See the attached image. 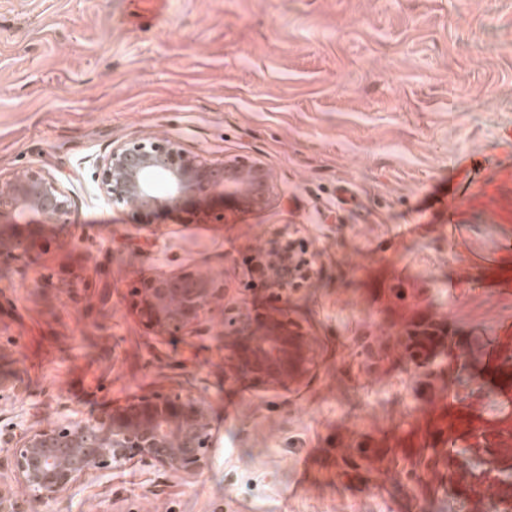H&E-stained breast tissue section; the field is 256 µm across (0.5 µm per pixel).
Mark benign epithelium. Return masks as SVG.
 <instances>
[{"label":"benign epithelium","instance_id":"7a95c632","mask_svg":"<svg viewBox=\"0 0 512 512\" xmlns=\"http://www.w3.org/2000/svg\"><path fill=\"white\" fill-rule=\"evenodd\" d=\"M93 176L107 200L136 216L182 212L205 222L232 202L252 209L265 205L272 172L259 160L236 156L213 162L190 153L163 135L112 143L93 163ZM73 200L62 180L43 169L0 175V218L22 215L38 222L0 221V263L35 260L50 249L47 224L68 221ZM258 273L288 291V259L274 248L261 249ZM132 306L171 335L193 333L205 315L224 300V282L211 273L150 279L130 291ZM222 336L243 374L257 381L284 383L305 371L303 341L279 321L267 322L235 307L224 309ZM20 447L0 456V470H12L27 497L0 490V512H26L27 499L51 500L81 483L92 469L122 470L138 462L187 478L198 476L210 447L211 423L200 402L181 395L152 394L112 407L105 416L79 425L25 431Z\"/></svg>","mask_w":512,"mask_h":512}]
</instances>
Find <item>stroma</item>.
I'll return each mask as SVG.
<instances>
[{
    "mask_svg": "<svg viewBox=\"0 0 512 512\" xmlns=\"http://www.w3.org/2000/svg\"><path fill=\"white\" fill-rule=\"evenodd\" d=\"M129 3L0 0V173L44 169L74 200L68 223L46 229L48 254L0 264V449L19 446L20 420L37 430L178 394L209 413L208 464L189 480L94 470L30 512H373L370 488L392 512H439L429 472L465 457L434 455L432 423L371 404L360 381L395 380L409 330L447 310L449 281L485 284L478 319L512 337V255L487 259L512 235V0H167L138 24ZM152 133L214 161L258 158L274 192L203 224L137 226L92 162ZM452 154L464 164L449 168ZM451 220L452 243L439 231ZM400 224L418 231L393 239ZM294 234L319 273L273 302L250 288L247 260ZM65 269L73 287L46 286ZM191 272L223 279V307L197 333L147 327L131 289ZM227 306L310 337L305 374L241 375L219 335ZM464 344L457 384L447 354L420 365L423 399L471 401L493 374L492 337L468 331ZM348 407L364 429L337 420ZM303 457L319 494L294 491Z\"/></svg>",
    "mask_w": 512,
    "mask_h": 512,
    "instance_id": "1",
    "label": "stroma"
}]
</instances>
